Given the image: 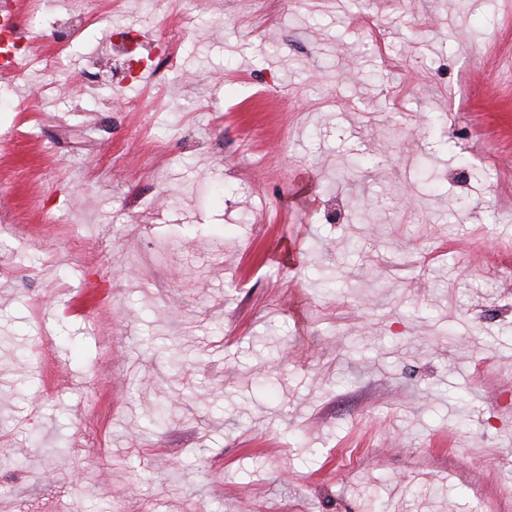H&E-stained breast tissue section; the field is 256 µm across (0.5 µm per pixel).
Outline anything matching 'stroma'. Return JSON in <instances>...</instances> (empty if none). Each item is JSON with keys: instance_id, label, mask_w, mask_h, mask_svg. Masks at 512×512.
<instances>
[{"instance_id": "1", "label": "stroma", "mask_w": 512, "mask_h": 512, "mask_svg": "<svg viewBox=\"0 0 512 512\" xmlns=\"http://www.w3.org/2000/svg\"><path fill=\"white\" fill-rule=\"evenodd\" d=\"M115 21L177 43L164 81L77 87ZM27 74L0 79V512L512 491V0H124Z\"/></svg>"}]
</instances>
